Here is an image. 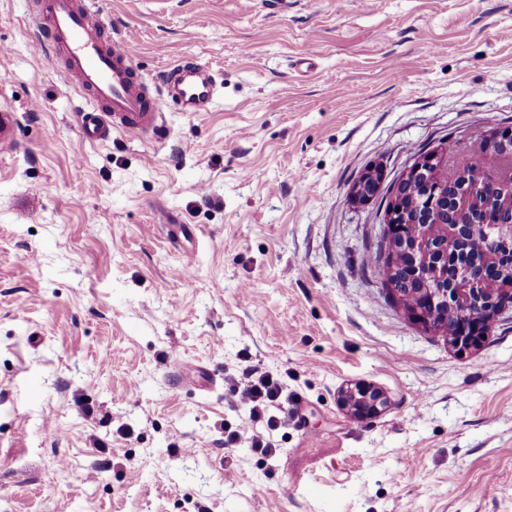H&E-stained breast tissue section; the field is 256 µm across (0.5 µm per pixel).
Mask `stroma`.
Instances as JSON below:
<instances>
[{
  "label": "stroma",
  "mask_w": 512,
  "mask_h": 512,
  "mask_svg": "<svg viewBox=\"0 0 512 512\" xmlns=\"http://www.w3.org/2000/svg\"><path fill=\"white\" fill-rule=\"evenodd\" d=\"M90 4L148 79L189 57L224 89L168 140L89 142L31 0H0V512H512V319L466 351L413 323L350 196L512 125V0ZM248 364L282 377L276 430L228 389ZM241 425L276 454L225 447ZM21 136L18 114L9 109H0V155L16 150ZM338 400L342 407L361 419L376 415L386 405V398L381 391L359 385L343 389Z\"/></svg>",
  "instance_id": "1"
}]
</instances>
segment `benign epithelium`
Segmentation results:
<instances>
[{
  "mask_svg": "<svg viewBox=\"0 0 512 512\" xmlns=\"http://www.w3.org/2000/svg\"><path fill=\"white\" fill-rule=\"evenodd\" d=\"M510 139L512 127L499 126L485 131L484 135L474 142L467 138L461 141L460 145L482 147L490 152L493 143H505ZM454 160V150L448 145L428 147L420 155L410 158L391 184L384 183L382 172L371 167L352 187L351 197L354 203L360 205L374 200L381 202L379 217L384 236L382 262L392 266L400 264L414 277L418 275L421 267L432 265L433 277L440 282V286L424 289L427 293L425 306L412 304L406 310V314L427 330L443 332L446 330L444 319L447 317L448 308H454L461 326L450 340L453 346L463 351L481 343L497 321L512 313L511 283L502 289V297L499 299L483 301L480 296L485 268L502 258L497 245L512 242V224L498 225L494 229L495 248L490 251L481 248L484 259L465 266V278L457 279L448 285V255L437 253L436 248L432 246L429 225L425 224L420 227V232L408 235L404 227L394 223L395 211L399 205L396 196L397 185L428 170L432 171L435 180H446L453 175ZM442 229L445 234L449 232L452 236L465 240L469 248L479 245L474 224H444ZM338 400L342 407L349 409L355 417L361 419L376 415L386 405V398L381 391L359 385L342 390Z\"/></svg>",
  "mask_w": 512,
  "mask_h": 512,
  "instance_id": "obj_1",
  "label": "benign epithelium"
}]
</instances>
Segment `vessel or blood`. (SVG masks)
Returning a JSON list of instances; mask_svg holds the SVG:
<instances>
[{"label":"vessel or blood","mask_w":512,"mask_h":512,"mask_svg":"<svg viewBox=\"0 0 512 512\" xmlns=\"http://www.w3.org/2000/svg\"><path fill=\"white\" fill-rule=\"evenodd\" d=\"M37 50L61 64L69 85L88 104L81 114L85 140H161L170 131L163 106L181 112H207L219 94L215 77L204 66L177 59L159 82L146 81L135 65L136 49L114 36L88 0H37ZM21 123L15 111L0 109V155L16 150Z\"/></svg>","instance_id":"vessel-or-blood-1"}]
</instances>
